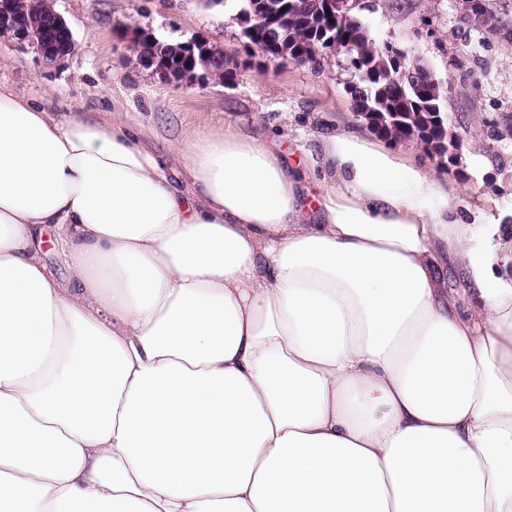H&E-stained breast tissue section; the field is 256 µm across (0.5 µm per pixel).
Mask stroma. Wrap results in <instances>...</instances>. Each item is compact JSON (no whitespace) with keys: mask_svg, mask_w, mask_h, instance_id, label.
<instances>
[{"mask_svg":"<svg viewBox=\"0 0 512 512\" xmlns=\"http://www.w3.org/2000/svg\"><path fill=\"white\" fill-rule=\"evenodd\" d=\"M54 3L73 32L74 53L50 69L33 51L0 38V85L45 102L57 116L117 118L144 129L162 151L178 139L220 134L228 127L276 139L309 204L322 193L326 139L341 129L374 136L352 109L345 55L324 56L316 67L248 57L235 7L215 13L200 0ZM363 17L377 44L408 48L443 80L461 160L451 167L438 164L422 145L407 141L396 143V151L457 192L465 220L485 212L512 226V136L497 132L498 123L512 114V43L467 25L459 0H377L375 10ZM127 25L162 40L204 39L232 61L237 78L203 87L164 82L137 65L120 39L119 30Z\"/></svg>","mask_w":512,"mask_h":512,"instance_id":"stroma-1","label":"stroma"}]
</instances>
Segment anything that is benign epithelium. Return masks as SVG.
I'll return each instance as SVG.
<instances>
[{
	"instance_id": "1",
	"label": "benign epithelium",
	"mask_w": 512,
	"mask_h": 512,
	"mask_svg": "<svg viewBox=\"0 0 512 512\" xmlns=\"http://www.w3.org/2000/svg\"><path fill=\"white\" fill-rule=\"evenodd\" d=\"M27 0H0V37H6L15 45L24 49L33 50L48 67L59 65L71 55L74 44L73 34L65 21H60L56 27L35 22L27 12ZM358 6V0H324L323 7L327 14L337 21L347 23L353 19V10ZM236 20L242 31L250 32L261 25H274L276 22L288 21V16L268 13L261 7H252L236 14ZM125 41L131 52L137 53L139 65L152 70L164 81L170 83L206 82L210 78L211 61H218L229 65L224 53L207 42L190 38L174 46L177 55L185 59V64L176 73L169 71L168 50L159 46L155 35L142 28H130L125 33ZM331 48L314 45L306 53H291L288 45L277 42L271 46L272 52H263L262 56L270 62L280 64L305 65L310 59L323 54L336 53V42L330 41ZM397 57L393 66L387 68L383 76V91L392 96L405 97L408 91L426 88L431 96L439 98L442 81L419 58L410 54L402 47L396 48ZM357 116L363 118L367 125L376 129L378 127H391L395 121L372 106L352 103ZM460 142L453 131H448L447 142L442 144V151L434 156L443 161H455L459 157Z\"/></svg>"
}]
</instances>
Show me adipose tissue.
Listing matches in <instances>:
<instances>
[{"instance_id": "1", "label": "adipose tissue", "mask_w": 512, "mask_h": 512, "mask_svg": "<svg viewBox=\"0 0 512 512\" xmlns=\"http://www.w3.org/2000/svg\"><path fill=\"white\" fill-rule=\"evenodd\" d=\"M173 148L0 85V512H512V234L348 131L311 216L275 142Z\"/></svg>"}]
</instances>
